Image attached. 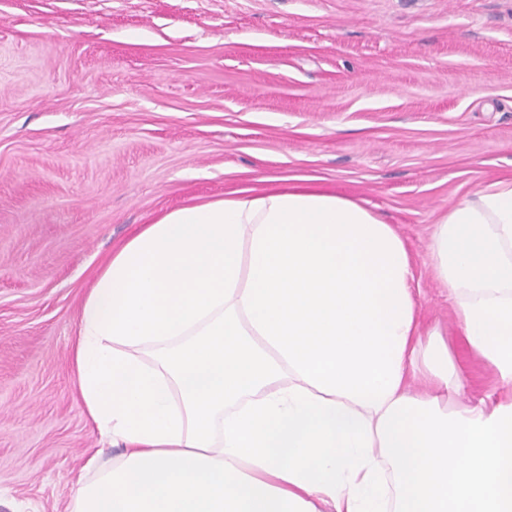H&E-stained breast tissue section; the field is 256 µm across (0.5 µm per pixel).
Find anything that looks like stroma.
Returning <instances> with one entry per match:
<instances>
[{
  "label": "stroma",
  "instance_id": "1",
  "mask_svg": "<svg viewBox=\"0 0 512 512\" xmlns=\"http://www.w3.org/2000/svg\"><path fill=\"white\" fill-rule=\"evenodd\" d=\"M512 179V0H0V512H71L98 435L69 346L140 225L315 186L428 241Z\"/></svg>",
  "mask_w": 512,
  "mask_h": 512
}]
</instances>
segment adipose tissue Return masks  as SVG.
<instances>
[{
    "label": "adipose tissue",
    "mask_w": 512,
    "mask_h": 512,
    "mask_svg": "<svg viewBox=\"0 0 512 512\" xmlns=\"http://www.w3.org/2000/svg\"><path fill=\"white\" fill-rule=\"evenodd\" d=\"M428 250L499 397L463 401L405 239L359 201L270 189L139 227L78 311L101 446L73 512H512V180Z\"/></svg>",
    "instance_id": "adipose-tissue-1"
}]
</instances>
